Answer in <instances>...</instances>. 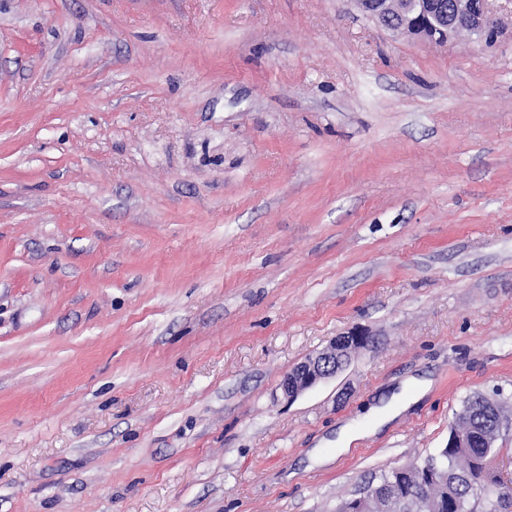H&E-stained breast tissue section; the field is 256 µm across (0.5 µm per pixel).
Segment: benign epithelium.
Listing matches in <instances>:
<instances>
[{
  "label": "benign epithelium",
  "mask_w": 512,
  "mask_h": 512,
  "mask_svg": "<svg viewBox=\"0 0 512 512\" xmlns=\"http://www.w3.org/2000/svg\"><path fill=\"white\" fill-rule=\"evenodd\" d=\"M490 0H357L362 11L383 28L417 41L446 43L452 36L469 33L478 42H489L497 30ZM365 331L354 329L334 338L327 347L291 367L280 381V389L290 401L317 385L336 377L350 363L352 354L369 347ZM414 468L406 465L400 471ZM431 482L439 481L443 471L440 455H432L424 468L414 469ZM367 499L360 491L342 501L336 512H365Z\"/></svg>",
  "instance_id": "benign-epithelium-1"
}]
</instances>
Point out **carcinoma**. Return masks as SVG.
Returning <instances> with one entry per match:
<instances>
[{
    "instance_id": "1",
    "label": "carcinoma",
    "mask_w": 512,
    "mask_h": 512,
    "mask_svg": "<svg viewBox=\"0 0 512 512\" xmlns=\"http://www.w3.org/2000/svg\"><path fill=\"white\" fill-rule=\"evenodd\" d=\"M499 417L500 407L475 395L465 401L449 428L455 442L451 448L440 449V453L448 476V495L457 502L458 512H473L471 500L476 497L483 500L485 512H499L506 497L500 484L479 465L482 458L494 452L492 448L483 447L479 438L493 431ZM395 478L392 471L384 473L378 482L368 484L364 490L382 505L390 496L408 497L419 512H431L440 502L441 487L413 473L405 475L401 484H393Z\"/></svg>"
}]
</instances>
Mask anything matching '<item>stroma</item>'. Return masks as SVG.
Returning <instances> with one entry per match:
<instances>
[{
  "label": "stroma",
  "mask_w": 512,
  "mask_h": 512,
  "mask_svg": "<svg viewBox=\"0 0 512 512\" xmlns=\"http://www.w3.org/2000/svg\"><path fill=\"white\" fill-rule=\"evenodd\" d=\"M491 8L492 43L434 44L355 0H0V512H336L469 397L512 418ZM408 377L429 394L339 452ZM372 341L364 330L354 329L337 336L327 347L291 367L280 381V389L288 401H293L317 385L335 378L350 363L352 354L369 347Z\"/></svg>",
  "instance_id": "stroma-1"
}]
</instances>
